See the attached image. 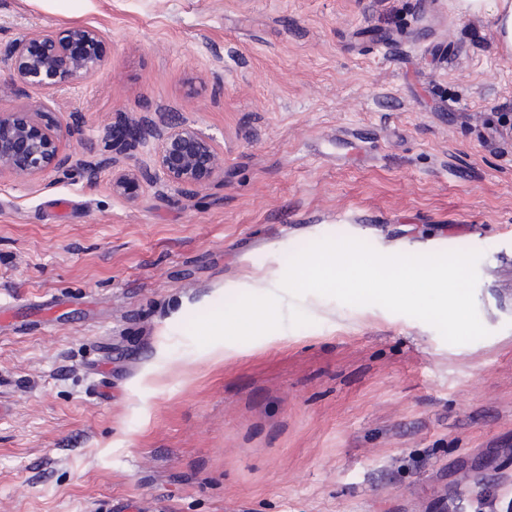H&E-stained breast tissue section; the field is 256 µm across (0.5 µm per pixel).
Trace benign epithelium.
Wrapping results in <instances>:
<instances>
[{
    "label": "benign epithelium",
    "mask_w": 512,
    "mask_h": 512,
    "mask_svg": "<svg viewBox=\"0 0 512 512\" xmlns=\"http://www.w3.org/2000/svg\"><path fill=\"white\" fill-rule=\"evenodd\" d=\"M0 56L10 60L14 82L27 98L18 109L0 105V174L22 180L67 175L76 165L61 150L70 128L44 125L41 115L50 96L89 83L111 64L104 36L86 25L44 28L0 43ZM124 126L121 145L149 144L153 161L141 167L112 160L113 195L135 203L159 180L188 190L224 179L223 154L189 122L167 116L154 128L137 122Z\"/></svg>",
    "instance_id": "7a95c632"
}]
</instances>
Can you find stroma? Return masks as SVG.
<instances>
[{"instance_id": "obj_1", "label": "stroma", "mask_w": 512, "mask_h": 512, "mask_svg": "<svg viewBox=\"0 0 512 512\" xmlns=\"http://www.w3.org/2000/svg\"><path fill=\"white\" fill-rule=\"evenodd\" d=\"M98 28L64 151L173 113L224 180L0 176V512H445L512 504V54L456 0H0V42ZM349 130L348 161L328 138ZM476 250L487 337L281 281L293 253ZM272 302V327L240 332ZM223 335H215V322ZM223 346L224 359L210 352Z\"/></svg>"}]
</instances>
